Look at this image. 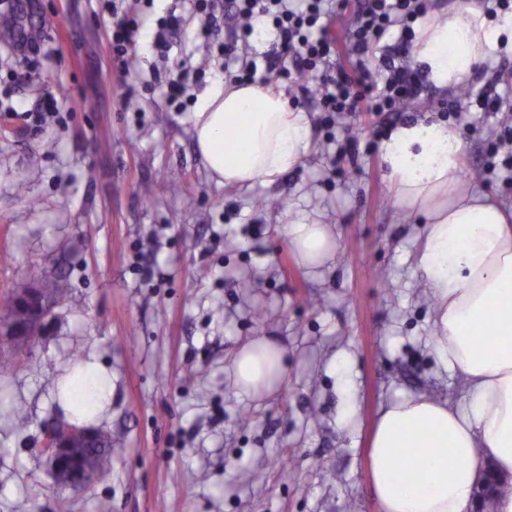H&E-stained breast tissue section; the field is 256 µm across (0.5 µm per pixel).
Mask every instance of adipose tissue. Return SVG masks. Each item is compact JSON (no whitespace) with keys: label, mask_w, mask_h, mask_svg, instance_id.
<instances>
[{"label":"adipose tissue","mask_w":512,"mask_h":512,"mask_svg":"<svg viewBox=\"0 0 512 512\" xmlns=\"http://www.w3.org/2000/svg\"><path fill=\"white\" fill-rule=\"evenodd\" d=\"M498 47L512 51V18L497 21L474 0H454L444 18L418 24L413 55L448 89ZM192 124L198 157L227 185L273 183L310 148L306 113L259 84L214 80ZM384 159L395 202L426 218L418 267L435 295L434 347L466 381L470 400L464 413L425 396L382 409L369 447L372 490L380 512H470L486 464L512 478V220L461 180L462 141L447 125L399 127ZM285 233L307 266L335 248L321 224H290ZM481 333L491 342L476 344ZM234 368L243 394L270 393L287 379V352L258 336L239 348Z\"/></svg>","instance_id":"adipose-tissue-1"}]
</instances>
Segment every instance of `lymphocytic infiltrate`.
Instances as JSON below:
<instances>
[{
    "label": "lymphocytic infiltrate",
    "mask_w": 512,
    "mask_h": 512,
    "mask_svg": "<svg viewBox=\"0 0 512 512\" xmlns=\"http://www.w3.org/2000/svg\"><path fill=\"white\" fill-rule=\"evenodd\" d=\"M238 22L235 38L225 41L219 53L224 74L231 83L269 84V72L291 78L304 73L315 80L324 111L343 115L369 110L396 112L420 88V76L411 67L382 59V79H375L369 64L372 51L390 35L402 42L412 40V24L426 16V0H360L355 12L348 53L353 68L334 64L336 46L327 35L322 20L332 9L333 0H228ZM272 26L278 35L269 59L268 74H261L254 61L245 60L242 45L256 25ZM110 32L113 59L126 66L139 49L140 19L111 13Z\"/></svg>",
    "instance_id": "f902f5d3"
}]
</instances>
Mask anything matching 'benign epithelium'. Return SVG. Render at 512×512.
<instances>
[{
    "instance_id": "7a95c632",
    "label": "benign epithelium",
    "mask_w": 512,
    "mask_h": 512,
    "mask_svg": "<svg viewBox=\"0 0 512 512\" xmlns=\"http://www.w3.org/2000/svg\"><path fill=\"white\" fill-rule=\"evenodd\" d=\"M16 313L0 316V344L23 351L46 335L54 304L47 290L32 282L25 293L12 299ZM99 432L85 427H72L62 421H48L42 430L41 456L56 480L70 487L86 485L95 471L83 468L69 456V442L83 439L88 444L97 440ZM503 484L493 470L480 479L475 493L474 512H489V505Z\"/></svg>"
}]
</instances>
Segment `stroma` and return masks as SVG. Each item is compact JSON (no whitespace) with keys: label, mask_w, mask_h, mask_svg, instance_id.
Here are the masks:
<instances>
[{"label":"stroma","mask_w":512,"mask_h":512,"mask_svg":"<svg viewBox=\"0 0 512 512\" xmlns=\"http://www.w3.org/2000/svg\"><path fill=\"white\" fill-rule=\"evenodd\" d=\"M114 5L146 20L124 72L98 0H0L51 54L29 65L0 35V98L34 110L52 97L59 110L38 132L0 112V304L18 278L67 281L45 339L0 358V512H379L368 447L380 410L417 394L469 405L435 356L433 295L416 267L422 218L395 204L381 144L405 123H447L463 141L460 177L511 213L512 180L487 162L512 125V52L491 51L467 82L493 77L507 90L489 114L447 117L456 91L426 83L398 115L329 125L316 99L300 97L311 78L279 82L308 112L312 147L276 183L239 188L197 156L196 99L180 110L164 95L183 61L206 81L222 76L216 47L230 19L216 10L208 49L188 0ZM170 8L181 20L161 58L151 42ZM349 139L357 153L337 159ZM299 219L335 241L313 269L284 234ZM257 336L288 351L285 385L263 399L241 394L233 370ZM88 360L112 384L94 426L124 450L86 486L62 487L37 447L44 422L63 416L55 385Z\"/></svg>","instance_id":"1"}]
</instances>
